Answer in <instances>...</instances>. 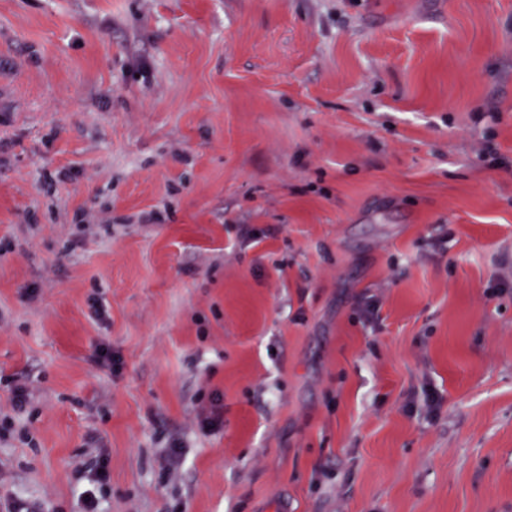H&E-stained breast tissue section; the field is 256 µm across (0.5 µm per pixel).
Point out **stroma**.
Listing matches in <instances>:
<instances>
[{"instance_id":"1","label":"stroma","mask_w":512,"mask_h":512,"mask_svg":"<svg viewBox=\"0 0 512 512\" xmlns=\"http://www.w3.org/2000/svg\"><path fill=\"white\" fill-rule=\"evenodd\" d=\"M93 439L105 512H512V0H0V512Z\"/></svg>"}]
</instances>
